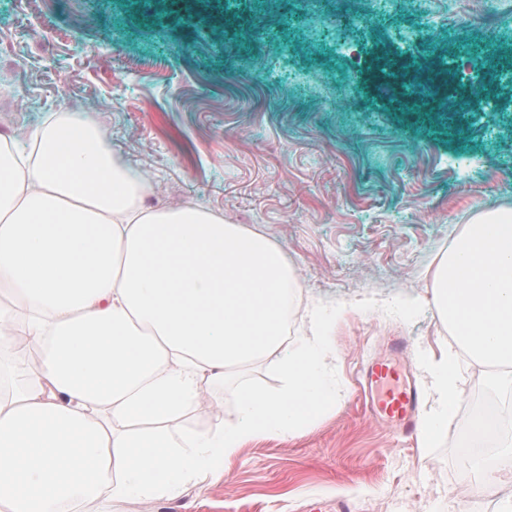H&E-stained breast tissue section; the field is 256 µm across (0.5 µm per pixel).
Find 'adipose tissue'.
Here are the masks:
<instances>
[{"mask_svg":"<svg viewBox=\"0 0 512 512\" xmlns=\"http://www.w3.org/2000/svg\"><path fill=\"white\" fill-rule=\"evenodd\" d=\"M151 185L101 128L49 113L18 150L0 138V512H112L221 475L249 441L303 435L341 404L328 328L341 309L285 323L300 289L261 233L195 206L148 208ZM454 344L423 353L433 447L464 395L460 357L512 398V207L474 214L433 273ZM275 363L280 390L237 388L239 413L186 425L203 394ZM474 486L509 492L512 445L476 463Z\"/></svg>","mask_w":512,"mask_h":512,"instance_id":"obj_1","label":"adipose tissue"}]
</instances>
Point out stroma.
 Returning <instances> with one entry per match:
<instances>
[{
	"instance_id": "35a3bbf8",
	"label": "stroma",
	"mask_w": 512,
	"mask_h": 512,
	"mask_svg": "<svg viewBox=\"0 0 512 512\" xmlns=\"http://www.w3.org/2000/svg\"><path fill=\"white\" fill-rule=\"evenodd\" d=\"M381 52L457 78L467 111L394 106L365 78ZM61 110L100 124L151 182L147 206L262 233L300 305L348 309L331 329L335 413L120 512H330L343 497L358 512H495L484 488L448 498L467 410L425 450L369 417L359 375L391 337L416 355L445 346L437 260L478 209L512 205V0H0V136L24 147Z\"/></svg>"
}]
</instances>
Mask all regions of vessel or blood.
I'll list each match as a JSON object with an SVG mask.
<instances>
[{
    "mask_svg": "<svg viewBox=\"0 0 512 512\" xmlns=\"http://www.w3.org/2000/svg\"><path fill=\"white\" fill-rule=\"evenodd\" d=\"M408 345L397 337L390 342V357H381L368 363L362 371V380L373 396L370 412L374 419L404 435H416L419 429L421 391L410 376L400 375L395 360L401 359Z\"/></svg>",
    "mask_w": 512,
    "mask_h": 512,
    "instance_id": "obj_1",
    "label": "vessel or blood"
}]
</instances>
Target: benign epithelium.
I'll return each instance as SVG.
<instances>
[{"mask_svg":"<svg viewBox=\"0 0 512 512\" xmlns=\"http://www.w3.org/2000/svg\"><path fill=\"white\" fill-rule=\"evenodd\" d=\"M367 79L375 88L385 87L397 105L408 103L405 87L414 85L424 90L423 94L414 97L415 101L424 106H436L444 96L453 95L457 98L458 110L465 109L467 89L441 75L431 74L421 77L408 68L402 59H391L385 56L375 58L367 73Z\"/></svg>","mask_w":512,"mask_h":512,"instance_id":"benign-epithelium-1","label":"benign epithelium"}]
</instances>
